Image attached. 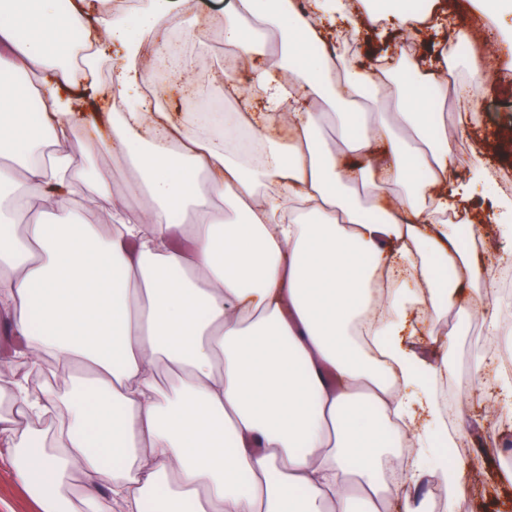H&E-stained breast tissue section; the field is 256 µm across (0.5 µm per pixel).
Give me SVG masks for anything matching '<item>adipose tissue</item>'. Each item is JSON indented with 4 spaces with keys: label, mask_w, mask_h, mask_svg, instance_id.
Segmentation results:
<instances>
[{
    "label": "adipose tissue",
    "mask_w": 512,
    "mask_h": 512,
    "mask_svg": "<svg viewBox=\"0 0 512 512\" xmlns=\"http://www.w3.org/2000/svg\"><path fill=\"white\" fill-rule=\"evenodd\" d=\"M361 1L235 0L221 36L236 111L175 119L143 91L167 64L171 0L93 28L82 0H0V316L21 342L0 366V443L42 512H422L423 475L453 500L481 470L478 454L429 457L498 425L466 402L443 420L457 333L439 324L463 312L501 336L479 256L512 252L477 221L489 199L512 236V197L458 155L454 40L424 65L344 58L325 22L357 26ZM365 1L398 43L440 19L439 0ZM83 27L87 78L112 66L97 135L59 62ZM46 364L63 394L19 374ZM491 390L511 414L512 376L479 362L475 395Z\"/></svg>",
    "instance_id": "adipose-tissue-1"
}]
</instances>
